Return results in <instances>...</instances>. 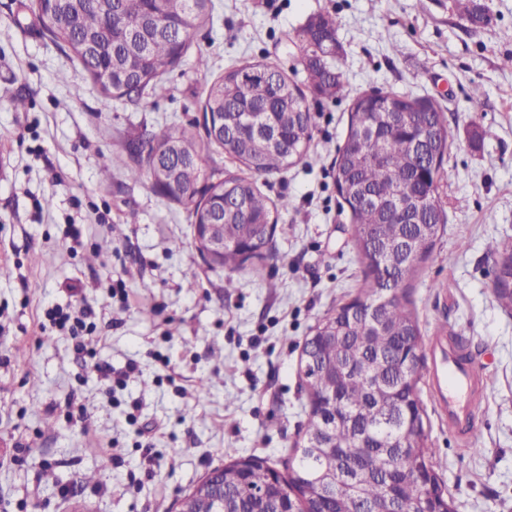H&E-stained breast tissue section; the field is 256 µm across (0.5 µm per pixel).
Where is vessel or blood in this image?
I'll return each mask as SVG.
<instances>
[{
	"label": "vessel or blood",
	"mask_w": 512,
	"mask_h": 512,
	"mask_svg": "<svg viewBox=\"0 0 512 512\" xmlns=\"http://www.w3.org/2000/svg\"><path fill=\"white\" fill-rule=\"evenodd\" d=\"M429 352L433 397L449 427L470 434L472 410L484 382L483 372L463 353L457 338L436 337Z\"/></svg>",
	"instance_id": "vessel-or-blood-1"
}]
</instances>
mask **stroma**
Instances as JSON below:
<instances>
[{"label": "stroma", "mask_w": 512, "mask_h": 512, "mask_svg": "<svg viewBox=\"0 0 512 512\" xmlns=\"http://www.w3.org/2000/svg\"><path fill=\"white\" fill-rule=\"evenodd\" d=\"M28 4L0 0V508L175 512L218 465L293 456L309 415L303 343L362 285L333 162L352 94L378 88L434 97L455 134L448 223L410 298L423 343L464 337L486 388L467 439L420 380L434 468L456 512H512V313L493 295V249L512 237V0H485L492 22L477 31L453 0H214L167 94L136 104L106 97ZM318 14L336 19L348 93L308 98L309 154L258 181L290 200L273 257L208 265L185 209L129 178L126 145L173 121L201 127L207 87L231 66L262 60L304 82L296 34ZM58 307L91 334L55 328Z\"/></svg>", "instance_id": "stroma-1"}]
</instances>
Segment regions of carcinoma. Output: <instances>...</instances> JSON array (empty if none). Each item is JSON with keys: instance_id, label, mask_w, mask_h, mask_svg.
Here are the masks:
<instances>
[{"instance_id": "obj_1", "label": "carcinoma", "mask_w": 512, "mask_h": 512, "mask_svg": "<svg viewBox=\"0 0 512 512\" xmlns=\"http://www.w3.org/2000/svg\"><path fill=\"white\" fill-rule=\"evenodd\" d=\"M475 29L491 17L481 0H454ZM29 9L50 38L71 53L104 95L136 104L167 92L163 75L182 62L196 31L211 18L213 0H30ZM297 33L305 87L263 62L233 66L207 88L203 110L224 117V155L248 174L229 173L197 189L204 173L203 146L173 122L131 141L153 186L198 223L224 208L220 267L237 270L262 260L278 216L290 201L268 205L258 179L300 162L314 138L306 94L344 92L343 55L326 57L336 42V22L326 14ZM439 103L373 89L356 96L345 142L333 165L338 193L351 214L350 233L364 266L358 296L326 312L306 338L313 366L304 388L308 425L287 475L270 493L274 468L257 458L214 469L229 512H358L372 506L394 512H456L434 470L418 394L421 331L408 290L445 230L440 182L448 142ZM271 230H266V225ZM251 257H245V252ZM498 303L512 311V238L493 251ZM392 268V282L378 274ZM192 512H212L207 491L196 486Z\"/></svg>"}]
</instances>
